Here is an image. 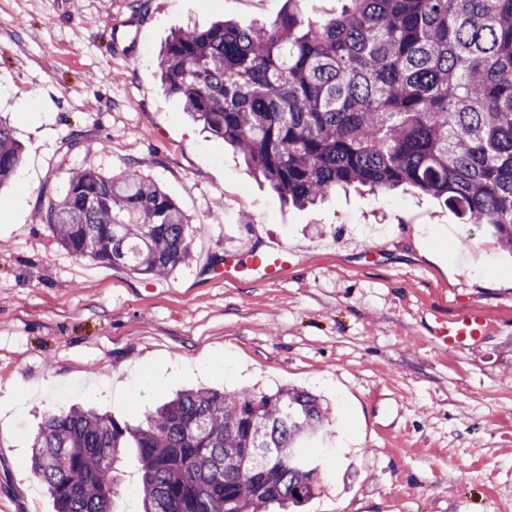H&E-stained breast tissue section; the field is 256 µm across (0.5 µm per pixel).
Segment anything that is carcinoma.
<instances>
[{
    "label": "carcinoma",
    "mask_w": 512,
    "mask_h": 512,
    "mask_svg": "<svg viewBox=\"0 0 512 512\" xmlns=\"http://www.w3.org/2000/svg\"><path fill=\"white\" fill-rule=\"evenodd\" d=\"M303 2L271 24L174 31L158 57L167 91L294 206L406 185L512 250V0H345L316 19ZM20 156L0 122V185ZM41 221L76 257L157 278L202 229L134 169L74 173ZM330 420L297 389L191 388L133 426L94 408L51 413L31 464L55 512H115L128 448L142 512L300 508L322 488L305 442Z\"/></svg>",
    "instance_id": "carcinoma-1"
}]
</instances>
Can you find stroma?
<instances>
[{"label": "stroma", "mask_w": 512, "mask_h": 512, "mask_svg": "<svg viewBox=\"0 0 512 512\" xmlns=\"http://www.w3.org/2000/svg\"><path fill=\"white\" fill-rule=\"evenodd\" d=\"M287 9L0 0V119L26 148L0 189V512H53L31 468L44 414L88 405L133 424L191 386L331 406L306 512H512V254L410 190L288 204L162 84L175 29ZM132 166L203 226L164 279L77 258L40 220L72 172ZM273 244L293 254L280 279L217 275L226 252ZM472 303L486 335L440 349L436 312Z\"/></svg>", "instance_id": "obj_1"}]
</instances>
